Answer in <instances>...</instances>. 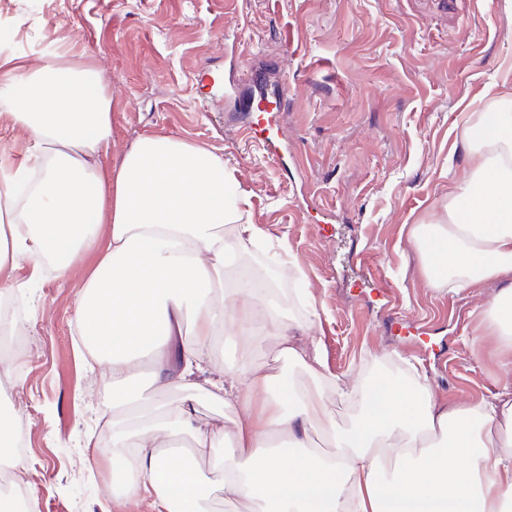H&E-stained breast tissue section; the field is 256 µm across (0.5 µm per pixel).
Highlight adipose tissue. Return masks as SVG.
Returning a JSON list of instances; mask_svg holds the SVG:
<instances>
[{
    "instance_id": "adipose-tissue-1",
    "label": "adipose tissue",
    "mask_w": 512,
    "mask_h": 512,
    "mask_svg": "<svg viewBox=\"0 0 512 512\" xmlns=\"http://www.w3.org/2000/svg\"><path fill=\"white\" fill-rule=\"evenodd\" d=\"M16 124L30 135L39 178L21 195L20 171L0 163V277L19 259L50 263L66 276L100 226L109 245L86 283L77 331L106 362L120 389L105 434L124 464L118 499L149 512H210L212 496L193 465L215 432L195 415L198 394L234 412V449L224 457V501L243 512H512V392L463 410L437 408L427 389L383 381L375 390L337 386L357 399L339 426L323 392L321 340L310 323L287 321L269 292L225 274L267 233L243 209L244 195L221 157L171 136H142L103 174L112 140V97L91 56H45L38 72L0 73ZM467 116L469 172L448 188L442 211L412 225L427 287L451 291L498 282L486 303L490 355L512 353V115ZM264 320L281 356L302 379L257 400L268 378L250 363L231 369L211 358L218 334L249 352ZM154 356L149 382L137 376ZM160 389L186 394L168 413ZM325 435L330 450L312 449ZM184 437V458L165 454Z\"/></svg>"
}]
</instances>
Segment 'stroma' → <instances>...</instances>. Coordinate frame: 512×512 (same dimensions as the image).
<instances>
[{
	"label": "stroma",
	"instance_id": "35a3bbf8",
	"mask_svg": "<svg viewBox=\"0 0 512 512\" xmlns=\"http://www.w3.org/2000/svg\"><path fill=\"white\" fill-rule=\"evenodd\" d=\"M2 28L26 47L0 52V63L37 68L51 39L92 56L112 96L103 171L148 133L223 157L269 249L300 269L301 284L278 282L276 298L286 317L314 313L328 374L363 386L386 367L450 409L512 387V371L475 342L496 284L427 288L408 234L466 174L465 114L512 100L507 0H0ZM235 49L250 75L228 97ZM261 101L262 124L285 145L278 162L244 132ZM14 109L0 97V160L28 173ZM107 245L103 226L67 276L31 279L28 258L12 274L26 345L0 370L14 377L25 423L33 512H145L110 494L112 444L100 434L114 395L75 329ZM248 360L273 394L294 372L272 336H257Z\"/></svg>",
	"mask_w": 512,
	"mask_h": 512
}]
</instances>
